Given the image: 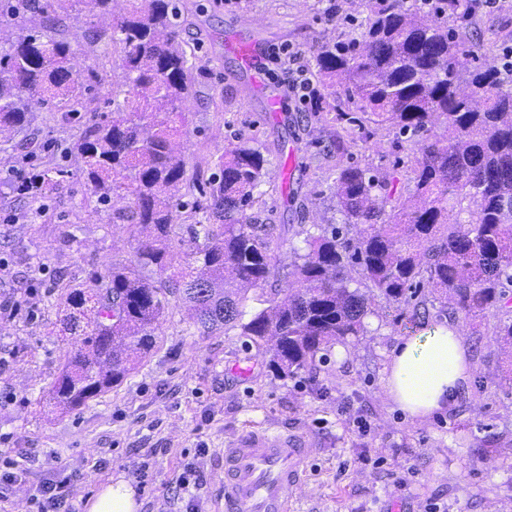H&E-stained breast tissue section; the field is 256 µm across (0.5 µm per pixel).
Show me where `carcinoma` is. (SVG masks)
Segmentation results:
<instances>
[{
    "mask_svg": "<svg viewBox=\"0 0 512 512\" xmlns=\"http://www.w3.org/2000/svg\"><path fill=\"white\" fill-rule=\"evenodd\" d=\"M113 0H5L0 4V134L31 125L36 106L79 112L93 86L70 71L68 42L45 33L74 6L98 21L120 54L123 101L112 118L85 128L74 143L78 175L112 221L134 228L138 245L121 267L94 270L59 297L62 336L82 347L60 371L50 400L75 411L120 384L132 361L155 343V328L177 297L204 335L238 329L273 341L271 364L282 377L309 368L317 354L364 333L375 296L393 304L426 281L468 320L501 311L497 345L508 350L497 386L512 389V76L496 66L464 68L466 23L460 0L423 11L404 0H375L360 38L323 43L314 55L322 96L362 112L349 118L388 125L420 158L400 202L397 177L339 161L331 186L341 226L314 224L305 248L293 249L288 297L246 316L247 292L279 275L271 225L249 213L268 160L243 136L224 147L206 180L209 200L181 201L186 159L174 146L193 66L179 41L177 0H136L121 18ZM442 132H433L434 128ZM60 182L43 172L12 187L33 198ZM124 202L115 208L117 202ZM186 223L191 262L173 269L166 247ZM369 282L351 287L353 274Z\"/></svg>",
    "mask_w": 512,
    "mask_h": 512,
    "instance_id": "carcinoma-1",
    "label": "carcinoma"
}]
</instances>
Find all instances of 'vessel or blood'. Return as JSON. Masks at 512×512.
Returning <instances> with one entry per match:
<instances>
[{
    "label": "vessel or blood",
    "instance_id": "b4317fda",
    "mask_svg": "<svg viewBox=\"0 0 512 512\" xmlns=\"http://www.w3.org/2000/svg\"><path fill=\"white\" fill-rule=\"evenodd\" d=\"M225 46L263 87L266 49L257 41L227 39ZM309 454L305 437L246 430L224 450L225 512H289V497L303 480L301 466Z\"/></svg>",
    "mask_w": 512,
    "mask_h": 512
}]
</instances>
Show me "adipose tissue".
Wrapping results in <instances>:
<instances>
[{"instance_id":"ef3b65f1","label":"adipose tissue","mask_w":512,"mask_h":512,"mask_svg":"<svg viewBox=\"0 0 512 512\" xmlns=\"http://www.w3.org/2000/svg\"><path fill=\"white\" fill-rule=\"evenodd\" d=\"M466 370V348L457 327L438 324L424 340L410 339L392 348L384 387L395 409L423 422L455 402Z\"/></svg>"}]
</instances>
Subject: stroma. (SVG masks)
Segmentation results:
<instances>
[{
    "label": "stroma",
    "instance_id": "stroma-1",
    "mask_svg": "<svg viewBox=\"0 0 512 512\" xmlns=\"http://www.w3.org/2000/svg\"><path fill=\"white\" fill-rule=\"evenodd\" d=\"M180 37L196 47L193 92L180 137L191 197L234 136L252 138L269 159L261 186V223L273 225L280 266L293 260L303 232L341 217L329 190L336 169L335 131L348 109L344 94L302 105L287 98L281 72L254 89L226 37L259 40L313 60L319 44L358 37L367 8L360 0H181ZM512 31V0L501 11L476 12L469 40L477 57L498 63L493 31ZM67 40L72 64L91 79L95 100L70 118L37 110L31 128L0 135V456L23 468L0 492V512H31L49 479L71 476L77 512L108 485L132 488V512H216L224 500V449L242 429L268 427L311 439L305 484L290 512H512V390L494 382L502 355L493 314L463 332L469 382L456 403L418 423L394 410L384 370L405 323L424 328L451 322L449 308L417 286L408 303L375 297L364 336L318 353L314 366L288 378L269 367L268 343L238 330L193 334L182 302L171 299L156 343L118 387L72 413L48 402L60 365L79 337L59 335L58 299L50 285L85 282L92 269L129 261L136 247L127 225L110 221L82 179L51 195L15 198L9 169L24 176L55 165L76 168L71 147L86 126L112 115L122 93L119 59L83 11L64 14L55 31ZM285 110L271 118L268 96ZM297 147L288 162L289 147ZM346 155L383 173L410 167L414 146L390 127L353 132ZM367 422L358 431L355 418Z\"/></svg>",
    "mask_w": 512,
    "mask_h": 512
}]
</instances>
